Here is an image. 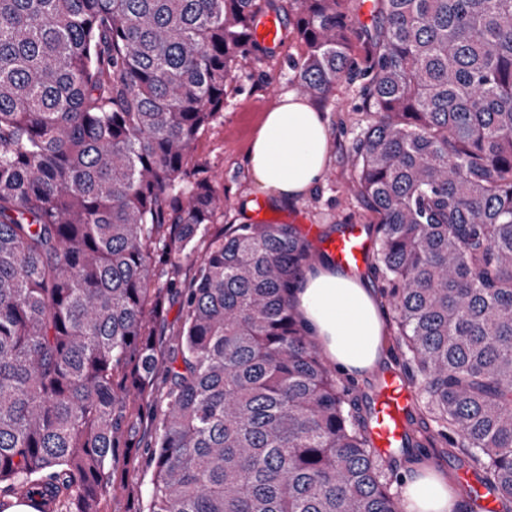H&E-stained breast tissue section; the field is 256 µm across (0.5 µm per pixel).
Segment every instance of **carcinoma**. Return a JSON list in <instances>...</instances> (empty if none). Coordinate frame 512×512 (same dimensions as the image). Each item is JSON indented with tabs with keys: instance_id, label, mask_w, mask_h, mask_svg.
Masks as SVG:
<instances>
[{
	"instance_id": "carcinoma-1",
	"label": "carcinoma",
	"mask_w": 512,
	"mask_h": 512,
	"mask_svg": "<svg viewBox=\"0 0 512 512\" xmlns=\"http://www.w3.org/2000/svg\"><path fill=\"white\" fill-rule=\"evenodd\" d=\"M274 0H0V484L99 512L154 430L145 512H402L395 451L315 346L296 224H234L190 159ZM300 91L351 71L342 0H286ZM352 145L397 343L434 429L512 512V0H370ZM183 339L153 338L162 292ZM165 388L157 392L154 382Z\"/></svg>"
}]
</instances>
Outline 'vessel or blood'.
Wrapping results in <instances>:
<instances>
[{
    "instance_id": "obj_1",
    "label": "vessel or blood",
    "mask_w": 512,
    "mask_h": 512,
    "mask_svg": "<svg viewBox=\"0 0 512 512\" xmlns=\"http://www.w3.org/2000/svg\"><path fill=\"white\" fill-rule=\"evenodd\" d=\"M279 29L280 24L274 14L261 15L258 18L255 38L266 47H278ZM369 250L370 243L363 238L362 228L357 224L348 227L330 243L335 262L346 268L361 267ZM411 403L412 397L399 374L391 373L383 377L373 407L372 434L377 447H403Z\"/></svg>"
}]
</instances>
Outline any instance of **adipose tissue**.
I'll use <instances>...</instances> for the list:
<instances>
[{
	"label": "adipose tissue",
	"instance_id": "obj_1",
	"mask_svg": "<svg viewBox=\"0 0 512 512\" xmlns=\"http://www.w3.org/2000/svg\"><path fill=\"white\" fill-rule=\"evenodd\" d=\"M329 133L318 108L291 93L266 113L246 153L253 181L273 198L292 201L323 177ZM294 304L312 336L342 372H375L383 361V311L368 281L324 262L306 272ZM404 512H465L463 496L445 474L411 470L404 478Z\"/></svg>",
	"mask_w": 512,
	"mask_h": 512
}]
</instances>
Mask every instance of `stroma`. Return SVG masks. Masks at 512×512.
I'll list each match as a JSON object with an SVG mask.
<instances>
[{"instance_id": "stroma-1", "label": "stroma", "mask_w": 512, "mask_h": 512, "mask_svg": "<svg viewBox=\"0 0 512 512\" xmlns=\"http://www.w3.org/2000/svg\"><path fill=\"white\" fill-rule=\"evenodd\" d=\"M301 51L295 37L284 38L278 50L258 59L239 58L236 80L224 101V110L201 132L193 157L218 194L226 197L223 213L211 233H220L232 224H298L312 241L337 235L345 224L361 225L367 238H374L373 216L350 186L355 175L352 145L370 126L373 117L366 110L364 89L368 79L360 70L339 83L328 101L318 109L329 132V149L324 176L314 191L288 204L276 201L253 183L245 165L249 143L265 112L282 97L297 92L292 60ZM265 203L263 218H255L254 201ZM154 444L150 432H141L120 449V456H132L134 466H119L110 471L100 497V512H141L145 492L152 477L149 458ZM432 466L444 471L454 483L476 484L477 477L468 458L458 449L447 447L413 448L396 455V473L409 472L411 466Z\"/></svg>"}]
</instances>
